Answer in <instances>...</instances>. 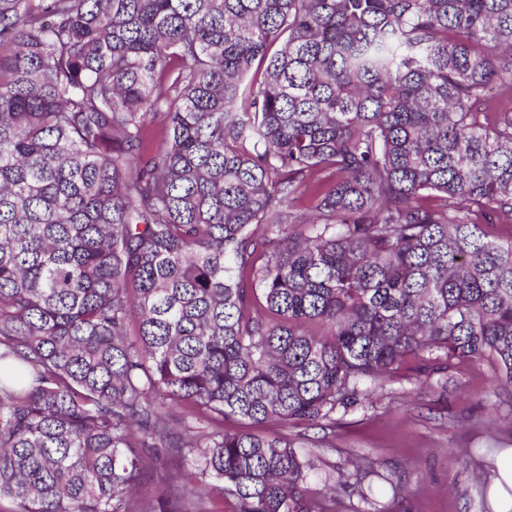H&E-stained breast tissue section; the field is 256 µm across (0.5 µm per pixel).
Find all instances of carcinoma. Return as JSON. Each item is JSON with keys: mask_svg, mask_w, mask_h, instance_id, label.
<instances>
[{"mask_svg": "<svg viewBox=\"0 0 512 512\" xmlns=\"http://www.w3.org/2000/svg\"><path fill=\"white\" fill-rule=\"evenodd\" d=\"M492 85L512 0H0V512H334L256 428L511 386ZM171 467V463L166 458L159 455L155 470L146 475L144 480L141 481L139 486L140 496L148 499L155 498L163 488L164 480L171 470Z\"/></svg>", "mask_w": 512, "mask_h": 512, "instance_id": "cac0c4a2", "label": "carcinoma"}]
</instances>
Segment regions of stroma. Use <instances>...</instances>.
I'll return each instance as SVG.
<instances>
[{
  "mask_svg": "<svg viewBox=\"0 0 512 512\" xmlns=\"http://www.w3.org/2000/svg\"><path fill=\"white\" fill-rule=\"evenodd\" d=\"M405 363L387 395L369 409L337 418L335 427L274 426V433H302L318 441L321 470L307 480L311 491L352 458H371L377 474L401 475V497L383 490L390 512H477L481 482L497 452L512 448V395L499 390L490 361L455 369L447 392L413 378Z\"/></svg>",
  "mask_w": 512,
  "mask_h": 512,
  "instance_id": "obj_1",
  "label": "stroma"
}]
</instances>
